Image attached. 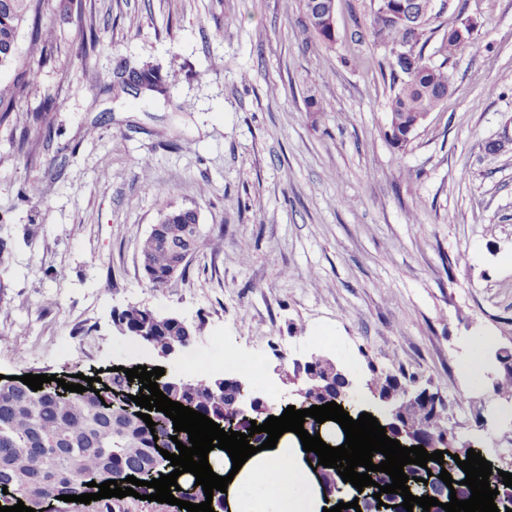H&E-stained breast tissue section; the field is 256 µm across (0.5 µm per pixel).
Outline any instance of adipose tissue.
Returning <instances> with one entry per match:
<instances>
[{
  "label": "adipose tissue",
  "instance_id": "obj_1",
  "mask_svg": "<svg viewBox=\"0 0 512 512\" xmlns=\"http://www.w3.org/2000/svg\"><path fill=\"white\" fill-rule=\"evenodd\" d=\"M303 448L280 437L275 448L252 455L240 470L230 461L209 456L213 471L232 475L227 487L230 512H320L318 486L310 476Z\"/></svg>",
  "mask_w": 512,
  "mask_h": 512
}]
</instances>
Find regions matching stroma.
<instances>
[{"mask_svg": "<svg viewBox=\"0 0 512 512\" xmlns=\"http://www.w3.org/2000/svg\"><path fill=\"white\" fill-rule=\"evenodd\" d=\"M373 9L336 0L326 44L305 33L300 0H42L52 40L21 28L37 78L0 124V375L137 364L183 377L220 336L261 362L260 376L224 377L284 404L295 361L320 354L356 382L355 410L381 413L373 370L419 379L460 443L511 467L512 400L492 383L497 350H512V150L485 145L512 139V0H447L423 53L451 87L403 149L386 136ZM465 19L479 52L444 60V31ZM90 27L100 43L84 53ZM151 66L165 93L121 91L123 68ZM310 94L323 111H307ZM47 104L48 127L33 129ZM169 202L197 209L204 244L156 288L139 244ZM130 305L197 334L157 357L115 330ZM476 333L492 344L472 383L461 364Z\"/></svg>", "mask_w": 512, "mask_h": 512, "instance_id": "1", "label": "stroma"}]
</instances>
